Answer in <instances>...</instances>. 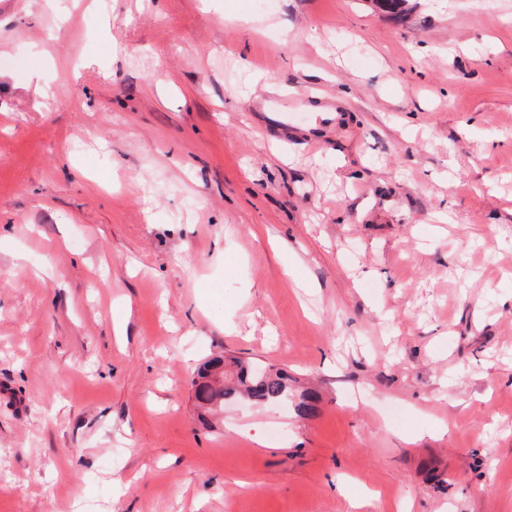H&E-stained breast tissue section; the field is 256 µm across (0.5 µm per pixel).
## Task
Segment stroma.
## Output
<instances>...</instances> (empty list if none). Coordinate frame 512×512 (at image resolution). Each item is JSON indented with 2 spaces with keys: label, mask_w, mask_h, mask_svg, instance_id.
<instances>
[{
  "label": "stroma",
  "mask_w": 512,
  "mask_h": 512,
  "mask_svg": "<svg viewBox=\"0 0 512 512\" xmlns=\"http://www.w3.org/2000/svg\"><path fill=\"white\" fill-rule=\"evenodd\" d=\"M0 512H512V0H0ZM232 371L224 374L221 383L204 384L196 388V399L208 404H214L222 399L219 404L224 403L227 397H236L239 393L251 398L271 402H278L288 398V375L276 371L270 373L237 359L231 360ZM229 385L224 383L228 381Z\"/></svg>",
  "instance_id": "1"
}]
</instances>
